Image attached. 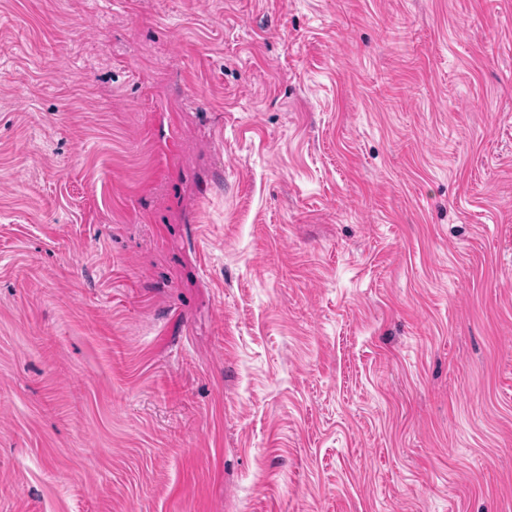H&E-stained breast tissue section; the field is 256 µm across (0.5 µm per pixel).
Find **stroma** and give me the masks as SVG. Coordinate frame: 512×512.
<instances>
[{"instance_id": "stroma-1", "label": "stroma", "mask_w": 512, "mask_h": 512, "mask_svg": "<svg viewBox=\"0 0 512 512\" xmlns=\"http://www.w3.org/2000/svg\"><path fill=\"white\" fill-rule=\"evenodd\" d=\"M0 512H512V0H0Z\"/></svg>"}]
</instances>
